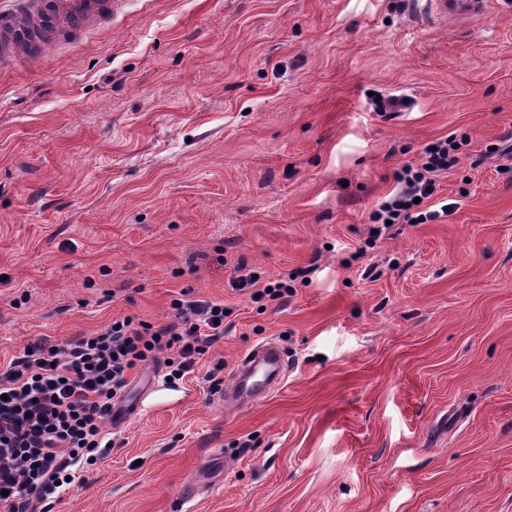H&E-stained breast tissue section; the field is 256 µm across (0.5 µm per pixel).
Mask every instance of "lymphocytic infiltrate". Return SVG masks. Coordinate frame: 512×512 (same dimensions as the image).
<instances>
[{
	"mask_svg": "<svg viewBox=\"0 0 512 512\" xmlns=\"http://www.w3.org/2000/svg\"><path fill=\"white\" fill-rule=\"evenodd\" d=\"M456 151L450 138L424 147L417 163L397 172V191L370 222L424 224L451 215L454 204L429 203L438 177L457 165ZM170 308L167 324L118 318L88 336L36 340L0 367V512H34L36 503L80 483V470L114 444L104 424L136 366L163 356L166 381L182 380L224 333L223 304L183 290Z\"/></svg>",
	"mask_w": 512,
	"mask_h": 512,
	"instance_id": "lymphocytic-infiltrate-1",
	"label": "lymphocytic infiltrate"
}]
</instances>
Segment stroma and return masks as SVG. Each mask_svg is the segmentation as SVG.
I'll list each match as a JSON object with an SVG mask.
<instances>
[{
    "label": "stroma",
    "mask_w": 512,
    "mask_h": 512,
    "mask_svg": "<svg viewBox=\"0 0 512 512\" xmlns=\"http://www.w3.org/2000/svg\"><path fill=\"white\" fill-rule=\"evenodd\" d=\"M408 98L380 115L375 101ZM455 212L369 214L443 137ZM512 8L426 29L413 0H131L0 66V366L180 290L224 334L52 512H512ZM287 298L233 290L238 267ZM274 343L285 378L220 396Z\"/></svg>",
    "instance_id": "1"
}]
</instances>
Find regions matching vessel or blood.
I'll return each mask as SVG.
<instances>
[{
    "label": "vessel or blood",
    "instance_id": "obj_1",
    "mask_svg": "<svg viewBox=\"0 0 512 512\" xmlns=\"http://www.w3.org/2000/svg\"><path fill=\"white\" fill-rule=\"evenodd\" d=\"M128 0H13L0 8V65L38 60L45 49L104 21L117 18ZM504 0H424L433 28L468 26L488 19L493 6ZM285 360L278 348L261 344L240 360L229 387L234 402L259 398L281 381Z\"/></svg>",
    "mask_w": 512,
    "mask_h": 512
}]
</instances>
